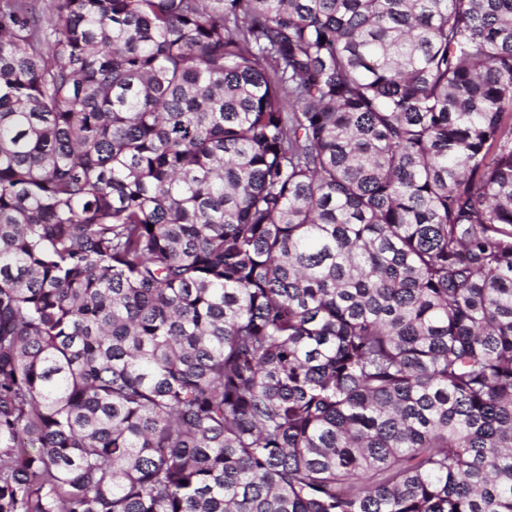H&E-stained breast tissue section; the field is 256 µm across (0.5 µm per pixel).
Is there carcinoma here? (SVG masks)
I'll return each mask as SVG.
<instances>
[{
  "instance_id": "1",
  "label": "carcinoma",
  "mask_w": 512,
  "mask_h": 512,
  "mask_svg": "<svg viewBox=\"0 0 512 512\" xmlns=\"http://www.w3.org/2000/svg\"><path fill=\"white\" fill-rule=\"evenodd\" d=\"M51 4L0 0V512H512V0Z\"/></svg>"
}]
</instances>
